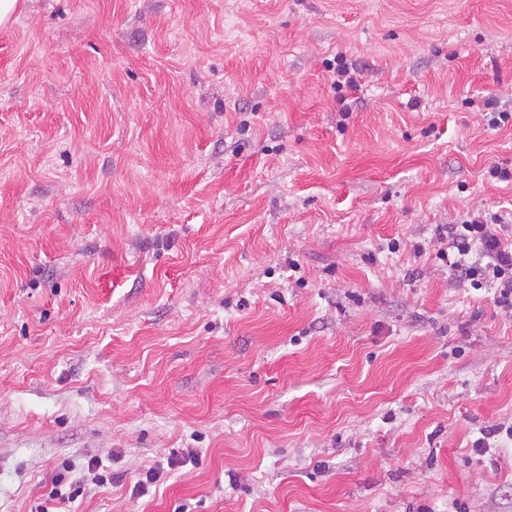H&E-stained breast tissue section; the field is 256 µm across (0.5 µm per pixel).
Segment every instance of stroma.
<instances>
[{
    "mask_svg": "<svg viewBox=\"0 0 512 512\" xmlns=\"http://www.w3.org/2000/svg\"><path fill=\"white\" fill-rule=\"evenodd\" d=\"M489 112L512 0H24L0 512H512V313L436 241L512 237Z\"/></svg>",
    "mask_w": 512,
    "mask_h": 512,
    "instance_id": "35a3bbf8",
    "label": "stroma"
}]
</instances>
